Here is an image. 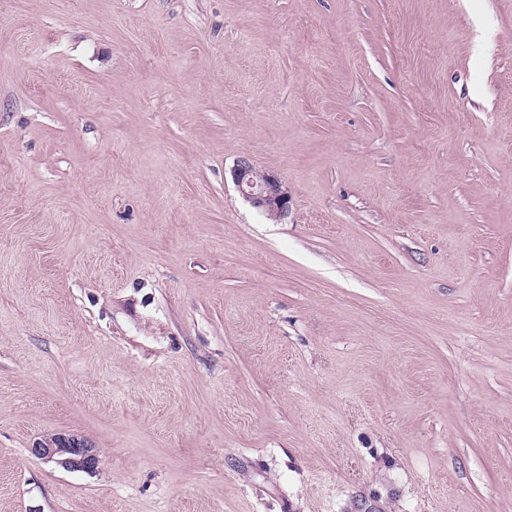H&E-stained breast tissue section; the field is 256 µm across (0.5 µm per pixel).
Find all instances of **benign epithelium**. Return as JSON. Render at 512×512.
Returning <instances> with one entry per match:
<instances>
[{
  "mask_svg": "<svg viewBox=\"0 0 512 512\" xmlns=\"http://www.w3.org/2000/svg\"><path fill=\"white\" fill-rule=\"evenodd\" d=\"M233 179L241 195L267 217L278 220L288 213V190L274 175L257 174L247 160H240L233 169ZM30 452L45 464L70 471L93 472L100 459L97 449L87 440L56 434L33 443Z\"/></svg>",
  "mask_w": 512,
  "mask_h": 512,
  "instance_id": "benign-epithelium-1",
  "label": "benign epithelium"
}]
</instances>
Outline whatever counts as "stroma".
<instances>
[{
	"label": "stroma",
	"instance_id": "1",
	"mask_svg": "<svg viewBox=\"0 0 512 512\" xmlns=\"http://www.w3.org/2000/svg\"><path fill=\"white\" fill-rule=\"evenodd\" d=\"M0 512H512V0H0ZM233 179L241 195L267 217L278 220L288 212V190L274 175L257 174L247 160H240L233 169ZM30 452L45 464L70 471L93 472L100 459L97 449L87 440L56 434L33 443Z\"/></svg>",
	"mask_w": 512,
	"mask_h": 512
}]
</instances>
